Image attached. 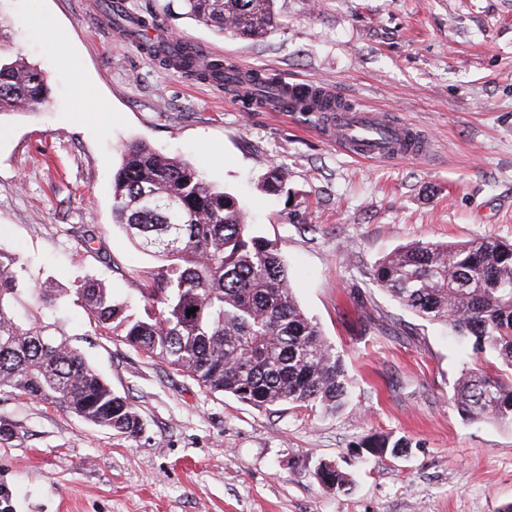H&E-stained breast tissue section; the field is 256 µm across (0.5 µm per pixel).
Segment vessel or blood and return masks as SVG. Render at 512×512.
I'll list each match as a JSON object with an SVG mask.
<instances>
[{
	"label": "vessel or blood",
	"mask_w": 512,
	"mask_h": 512,
	"mask_svg": "<svg viewBox=\"0 0 512 512\" xmlns=\"http://www.w3.org/2000/svg\"><path fill=\"white\" fill-rule=\"evenodd\" d=\"M329 137L341 150L363 160L389 162L428 151L427 139L416 128L359 104L347 105L333 121Z\"/></svg>",
	"instance_id": "obj_1"
}]
</instances>
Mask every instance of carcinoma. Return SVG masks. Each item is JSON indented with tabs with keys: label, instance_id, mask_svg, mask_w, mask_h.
Segmentation results:
<instances>
[{
	"label": "carcinoma",
	"instance_id": "obj_1",
	"mask_svg": "<svg viewBox=\"0 0 512 512\" xmlns=\"http://www.w3.org/2000/svg\"><path fill=\"white\" fill-rule=\"evenodd\" d=\"M184 15L217 33L262 37L275 24V0H181ZM142 50L165 68L210 82L234 83V66L208 59L189 43ZM48 95L43 73L0 62V113L25 112ZM285 172L273 165L261 187L279 192ZM112 216L133 243L160 262L146 274L143 312L130 313L93 279L73 288L94 324L121 330L131 348L167 363L211 393L258 408L316 403L333 413L348 401L346 368L318 323L293 293L278 248L256 235L236 196L210 183L190 162L131 144L112 179ZM21 258L0 248V391H18L120 434L141 430L135 404L117 395L78 349L48 325L26 326L12 313L25 286ZM373 278L416 316L444 323L487 352L505 374L470 370L454 403L464 416L512 425V244L489 237L464 243L417 242L385 257ZM196 308L189 315L187 310ZM372 456H396L402 439L371 436ZM317 476L347 495L350 476L321 463Z\"/></svg>",
	"mask_w": 512,
	"mask_h": 512
}]
</instances>
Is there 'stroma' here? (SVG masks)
Instances as JSON below:
<instances>
[{
  "label": "stroma",
  "mask_w": 512,
  "mask_h": 512,
  "mask_svg": "<svg viewBox=\"0 0 512 512\" xmlns=\"http://www.w3.org/2000/svg\"><path fill=\"white\" fill-rule=\"evenodd\" d=\"M100 0H0L4 53L40 68L49 94L0 117V246L26 264L21 323L52 325L114 393L138 437L19 392H0V491L12 512H499L512 501V427L457 412L466 369L494 367L373 281L418 242H512V0H276L277 29L223 36L180 0H127L170 31L287 83L411 123L419 159L361 162L325 140L317 112L248 109L223 87L165 69L124 37ZM141 140L190 160L275 242L294 295L342 354L350 403L257 408L212 393L37 287L101 281L143 306L152 258L112 222V175ZM283 191L259 181L272 165ZM95 238L93 247L82 232ZM370 435L405 455L360 463ZM349 472L341 496L319 463Z\"/></svg>",
  "instance_id": "1"
}]
</instances>
